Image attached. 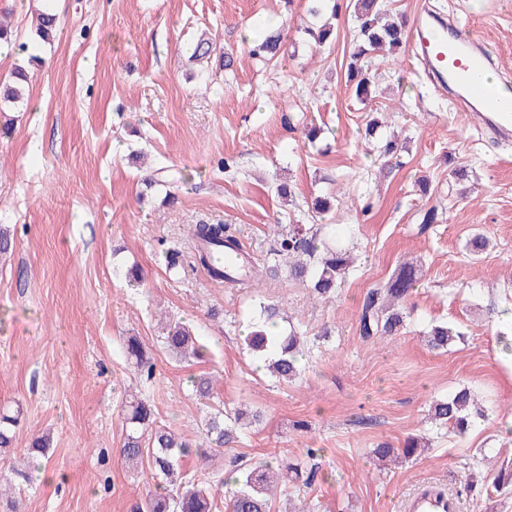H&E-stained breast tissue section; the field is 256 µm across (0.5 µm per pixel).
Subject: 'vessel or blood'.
<instances>
[{
    "label": "vessel or blood",
    "instance_id": "b4317fda",
    "mask_svg": "<svg viewBox=\"0 0 512 512\" xmlns=\"http://www.w3.org/2000/svg\"><path fill=\"white\" fill-rule=\"evenodd\" d=\"M408 48L478 130L504 142L512 140V101L504 102L497 86L479 89L472 82L474 75L491 63L480 38L459 39L450 22L426 27L418 21ZM454 508L452 499L437 496L432 487L424 486L408 503L407 512H453Z\"/></svg>",
    "mask_w": 512,
    "mask_h": 512
}]
</instances>
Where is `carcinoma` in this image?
<instances>
[{
    "label": "carcinoma",
    "instance_id": "obj_1",
    "mask_svg": "<svg viewBox=\"0 0 512 512\" xmlns=\"http://www.w3.org/2000/svg\"><path fill=\"white\" fill-rule=\"evenodd\" d=\"M309 13L319 17L331 12L338 17L341 12L351 14L356 35L347 56L346 86L352 96L361 103L375 98V76L369 71L373 54L384 48L398 51L408 41L409 31L403 18L382 21L388 15L383 0H310ZM57 18L51 9L38 14V36L49 42L56 29ZM303 32L317 46H325L335 40L334 28L329 23L307 26ZM288 32L275 29L255 40L251 49L254 57L266 61L275 60L288 52ZM12 82L0 86V103L16 104L24 99L23 85L29 84L31 74L16 67L11 73ZM324 224H290L277 234L274 267H286L288 277L306 285L310 292L322 300L333 299L345 284L354 267L355 258L350 250L329 241L323 230ZM191 235L198 240L197 261L216 280H261L267 272L265 266L253 261L230 224H194ZM420 280L419 269L405 263L386 282L370 289L363 298L358 316V333L362 340L370 341L394 336L404 328L406 303ZM284 321L276 306L259 304V310L243 341L246 349L279 382L288 383L301 377L304 357L301 337L294 328L283 335H272L267 324ZM463 333L448 325H433L426 332L428 346L433 350L448 351V347L461 338ZM165 346L181 358L202 356V345L187 326L171 322ZM125 354L139 375L153 377L154 368L142 342L135 336L125 341ZM214 383L211 378L199 376L192 380V391L199 400L213 398ZM470 389L463 387L446 398L435 399L431 404L433 419L458 434L466 432L473 419L485 414L471 413ZM125 422L128 431L120 448V457L130 466L148 459L155 482V492L132 508V512H220L217 499L222 489H227L225 512H271V496L279 483L286 480L302 482L306 488L314 482L316 470L303 472L299 464L273 457L250 465L233 464L228 469L232 482L222 478L198 479L183 471V462L193 456L208 461L212 452L227 447L237 438L240 417L224 415L222 410L212 413L205 422V439L208 447L176 435L165 425L157 424L152 405L138 396L126 405ZM18 417L0 412V460H10L15 454L14 438ZM51 440L47 436L35 439L27 448V466L12 463L8 474L0 481V501L6 502L8 512H20L13 494L21 486L31 482L32 473L42 465ZM486 466V479L500 493L512 491V472L495 471L493 457L482 454Z\"/></svg>",
    "mask_w": 512,
    "mask_h": 512
}]
</instances>
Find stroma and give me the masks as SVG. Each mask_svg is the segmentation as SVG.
Listing matches in <instances>:
<instances>
[{
  "instance_id": "stroma-1",
  "label": "stroma",
  "mask_w": 512,
  "mask_h": 512,
  "mask_svg": "<svg viewBox=\"0 0 512 512\" xmlns=\"http://www.w3.org/2000/svg\"><path fill=\"white\" fill-rule=\"evenodd\" d=\"M386 3L410 21L427 9L476 31L498 77L512 80V0ZM38 5L0 0V19L41 57L23 103L0 112V227L13 240L0 259V409L20 413L16 448L52 436L48 476L21 488L22 512H129L153 490L147 465L127 468L118 455L132 394L194 442L209 408L261 412L207 468L187 461L205 479L224 474L233 455L297 462L319 449L311 488L278 490L273 512L292 500L317 512H403L426 484L457 512H512V494L468 482L463 468L491 448L512 469V435L501 429L512 414V321L498 315L512 306V144L482 138L403 49L373 59L379 94L359 103L344 86L350 16H338L335 44L315 47L303 32L316 22L307 0H54L58 32L43 44ZM272 19L292 34L285 57L268 64L251 56L244 29ZM201 39L213 51L197 61ZM375 117L384 121L377 139H397L388 174L366 150ZM279 179L294 186L292 202L276 196ZM330 193L325 221L360 256L337 298L315 299L284 277L231 287L197 264L189 225H235L262 263L272 223H311L314 197ZM431 207L439 221L420 229ZM477 231L490 245L475 260L465 244ZM411 258L422 276L406 327L362 341L365 293ZM134 265L137 288L126 280ZM263 302L283 306L315 340L295 382L258 370L244 347ZM171 319L193 327L203 358L180 361L162 346ZM446 322L462 340L430 350L425 332ZM325 327L330 336L319 338ZM130 336L147 347L153 380L127 361ZM200 375L214 381L211 403L192 393ZM462 387L478 395L484 421L463 436L431 427L429 403ZM423 432L425 456L375 468L373 448Z\"/></svg>"
}]
</instances>
